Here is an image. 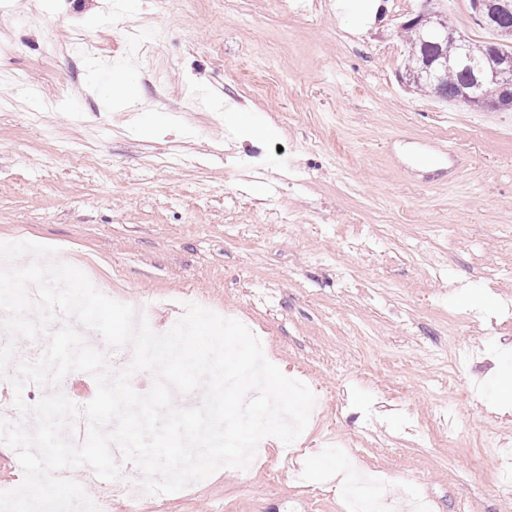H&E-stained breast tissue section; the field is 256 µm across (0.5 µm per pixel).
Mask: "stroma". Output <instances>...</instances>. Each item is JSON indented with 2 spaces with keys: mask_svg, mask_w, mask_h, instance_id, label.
I'll use <instances>...</instances> for the list:
<instances>
[{
  "mask_svg": "<svg viewBox=\"0 0 512 512\" xmlns=\"http://www.w3.org/2000/svg\"><path fill=\"white\" fill-rule=\"evenodd\" d=\"M380 3L359 31L336 0H0V241L58 247L159 333L189 298L250 321L319 399L294 453L138 512H341L350 465L512 512V112L405 86L422 0ZM122 22L163 33L148 66Z\"/></svg>",
  "mask_w": 512,
  "mask_h": 512,
  "instance_id": "35a3bbf8",
  "label": "stroma"
}]
</instances>
